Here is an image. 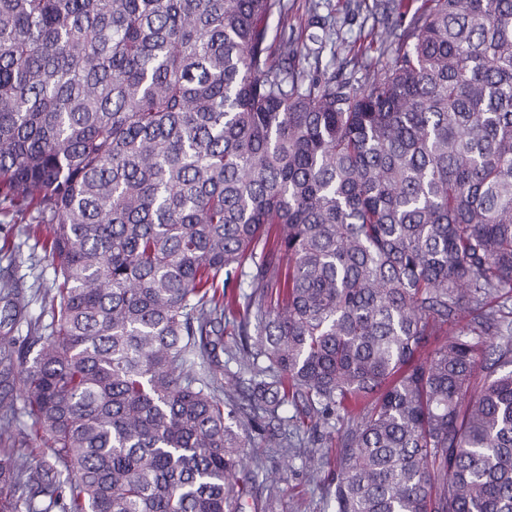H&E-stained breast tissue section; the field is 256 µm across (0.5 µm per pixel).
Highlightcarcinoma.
Listing matches in <instances>:
<instances>
[{
	"label": "carcinoma",
	"mask_w": 512,
	"mask_h": 512,
	"mask_svg": "<svg viewBox=\"0 0 512 512\" xmlns=\"http://www.w3.org/2000/svg\"><path fill=\"white\" fill-rule=\"evenodd\" d=\"M373 8L358 86L284 0H0V213L56 288L0 286V432L45 447L0 512H246L290 404L346 421L335 512H512V0ZM284 1L288 4V21L293 27L296 44L301 50L298 64H300V67L302 66L308 69L309 64L313 63V57L311 55L307 57L308 49L318 47L309 40V35L313 32L321 34V31L311 24L312 13L309 12L310 0ZM17 427L28 434V438H30L28 442L29 446L27 448H18V451L27 456L29 465L32 468H36L40 464L43 456L44 448L42 441L39 436H36L32 421L29 418L21 417Z\"/></svg>",
	"instance_id": "1"
}]
</instances>
